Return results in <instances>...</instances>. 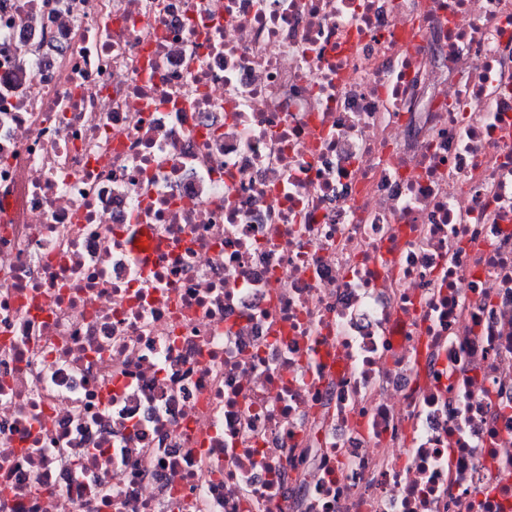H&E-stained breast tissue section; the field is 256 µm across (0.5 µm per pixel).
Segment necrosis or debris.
I'll return each mask as SVG.
<instances>
[{"mask_svg": "<svg viewBox=\"0 0 512 512\" xmlns=\"http://www.w3.org/2000/svg\"><path fill=\"white\" fill-rule=\"evenodd\" d=\"M0 512H512V0H0ZM144 225L134 224L128 227L126 238L132 254L137 258L145 271H150L155 254L163 247L162 241L154 236L152 246L148 250H142L146 243V237L141 236Z\"/></svg>", "mask_w": 512, "mask_h": 512, "instance_id": "1", "label": "necrosis or debris"}]
</instances>
